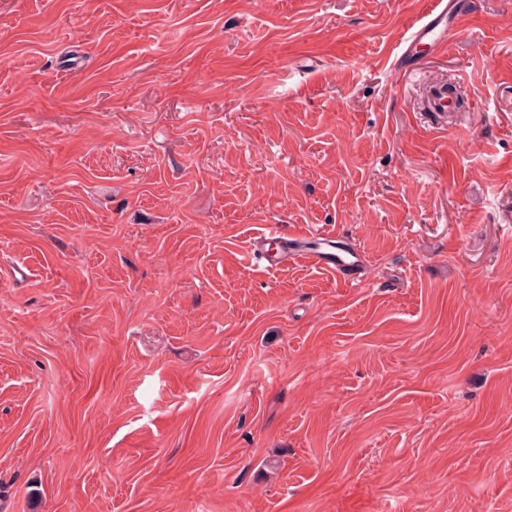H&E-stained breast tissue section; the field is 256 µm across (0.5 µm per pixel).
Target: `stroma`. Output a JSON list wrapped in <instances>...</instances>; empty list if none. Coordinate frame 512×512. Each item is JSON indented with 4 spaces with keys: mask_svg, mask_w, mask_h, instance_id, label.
<instances>
[{
    "mask_svg": "<svg viewBox=\"0 0 512 512\" xmlns=\"http://www.w3.org/2000/svg\"><path fill=\"white\" fill-rule=\"evenodd\" d=\"M424 6L0 0V512H512V0L420 59L447 132ZM466 1H427L428 6L407 28L390 64V71L397 79H413L414 108L423 112L432 129H460L469 113L449 101L448 79L444 75L419 66V52L425 47L432 52L447 49L456 32L457 18L468 8ZM309 232L285 234L268 227L249 243L250 251L264 258L268 266H288L299 260L331 270L350 283L360 282L366 270V258L349 244L340 242L336 236L317 238L314 246Z\"/></svg>",
    "mask_w": 512,
    "mask_h": 512,
    "instance_id": "stroma-1",
    "label": "stroma"
}]
</instances>
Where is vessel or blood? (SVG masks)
<instances>
[{"label":"vessel or blood","mask_w":512,"mask_h":512,"mask_svg":"<svg viewBox=\"0 0 512 512\" xmlns=\"http://www.w3.org/2000/svg\"><path fill=\"white\" fill-rule=\"evenodd\" d=\"M467 7L466 0H429L427 7L407 28L390 64L394 77L413 79L414 107L434 129H459L467 113L450 102L448 80L444 75L420 67L419 52L424 48L433 52L446 50L454 38L456 20ZM249 249L264 258L269 266H286L304 260L336 272L351 283L360 282L366 270L365 256L334 236L314 242L308 233L285 234L269 227L253 237Z\"/></svg>","instance_id":"b4317fda"}]
</instances>
